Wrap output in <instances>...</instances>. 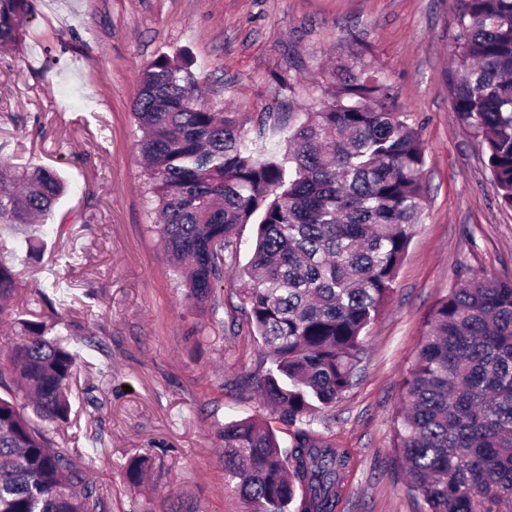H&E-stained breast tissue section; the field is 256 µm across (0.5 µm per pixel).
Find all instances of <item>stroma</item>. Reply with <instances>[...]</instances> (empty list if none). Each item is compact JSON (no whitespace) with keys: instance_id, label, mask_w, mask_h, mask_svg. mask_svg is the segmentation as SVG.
Returning <instances> with one entry per match:
<instances>
[{"instance_id":"1","label":"stroma","mask_w":512,"mask_h":512,"mask_svg":"<svg viewBox=\"0 0 512 512\" xmlns=\"http://www.w3.org/2000/svg\"><path fill=\"white\" fill-rule=\"evenodd\" d=\"M19 47L0 51V158L66 181L52 216L0 224V261L19 272L0 316L56 325L74 352L71 421L59 443L108 512H246L224 486L219 431L265 419L261 339L225 271L216 313H199L152 232L155 203L136 148L137 75L181 54L225 107L263 126L319 104L347 67L390 84L426 148V208L395 291L370 327L350 389L316 430L350 449L338 512H421L394 449L403 381L434 304L460 270L512 279V210L454 110L458 0H30ZM148 458L130 486L128 460Z\"/></svg>"}]
</instances>
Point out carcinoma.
I'll use <instances>...</instances> for the list:
<instances>
[{"mask_svg":"<svg viewBox=\"0 0 512 512\" xmlns=\"http://www.w3.org/2000/svg\"><path fill=\"white\" fill-rule=\"evenodd\" d=\"M29 0H0V48H15ZM451 93L501 205L512 210V0H459ZM133 117L161 222L152 230L203 308L234 267L239 229L256 225L237 272L241 308L269 363L264 400L292 427L224 424V484L256 512H336L351 454L314 429L350 387L364 338L393 293L426 206L427 156L392 88L350 73L310 112L288 113L275 146L238 112L198 93L185 57L138 77ZM64 191L46 168L0 160V224L46 219ZM18 288L0 262V314ZM404 380L395 449L427 512H512V280L468 270L430 312ZM0 365V512H105V498L54 439L72 411L76 356L54 326L22 323ZM147 464L125 476L140 484Z\"/></svg>","mask_w":512,"mask_h":512,"instance_id":"1","label":"carcinoma"}]
</instances>
